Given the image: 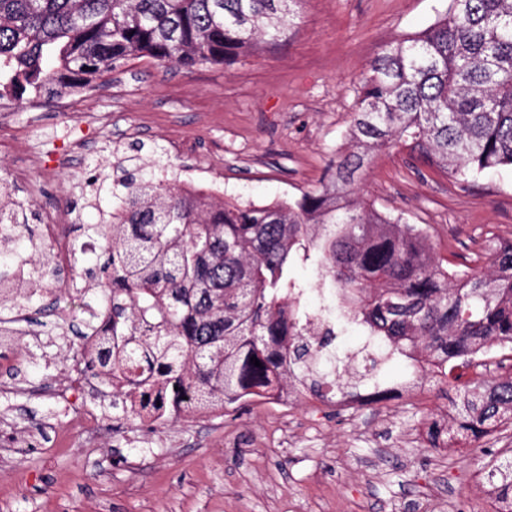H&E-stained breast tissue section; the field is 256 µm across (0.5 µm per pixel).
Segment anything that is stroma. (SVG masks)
I'll return each instance as SVG.
<instances>
[{"instance_id":"35a3bbf8","label":"stroma","mask_w":512,"mask_h":512,"mask_svg":"<svg viewBox=\"0 0 512 512\" xmlns=\"http://www.w3.org/2000/svg\"><path fill=\"white\" fill-rule=\"evenodd\" d=\"M446 0H304L298 32L231 66L182 69L147 58L105 74L95 93L70 107L0 97V187L28 197L44 184L35 211L80 206L85 222L109 210L87 207L88 178L117 167L140 146L167 155V178L198 167L223 179L229 197L257 204L319 186L342 144L368 62L394 39L431 25ZM357 181L377 208L421 225L435 256L455 270L486 267L487 238L512 240V170L460 186L415 167L406 150L379 155ZM79 293L60 290L59 329L0 342V512H496L483 490L492 465L512 460V428L482 447L432 448L457 393L479 378L512 374V347L482 365L454 367L427 390L400 394L408 361L382 364L381 392L344 385L321 398L306 381L288 400L255 401L199 417L181 415L155 430L112 422L109 400L70 380L82 342ZM364 370L372 353L359 331L317 354L323 373L343 370V353ZM369 394L356 411L343 397ZM83 427L73 428V419Z\"/></svg>"}]
</instances>
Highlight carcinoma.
<instances>
[{
  "label": "carcinoma",
  "mask_w": 512,
  "mask_h": 512,
  "mask_svg": "<svg viewBox=\"0 0 512 512\" xmlns=\"http://www.w3.org/2000/svg\"><path fill=\"white\" fill-rule=\"evenodd\" d=\"M302 2L0 0V97L86 89L132 58L231 65L295 33ZM356 97L326 182L298 198L202 197L159 178L152 159L115 182L112 221L72 225L109 255L106 278L88 284L98 313L86 332L112 354V414L146 426L274 397L307 367L312 337L324 348L348 326L417 377L446 378L448 362L512 344V242L487 239L483 271L450 270L422 228L378 210L355 180L391 148L463 184L512 168V0H448L432 25L380 50ZM29 207L0 196V309L56 302L39 293L52 246ZM296 263L315 281L296 279ZM456 408L453 435L433 442L467 445L512 424V376L465 386ZM487 483L512 501V462Z\"/></svg>",
  "instance_id": "cac0c4a2"
}]
</instances>
